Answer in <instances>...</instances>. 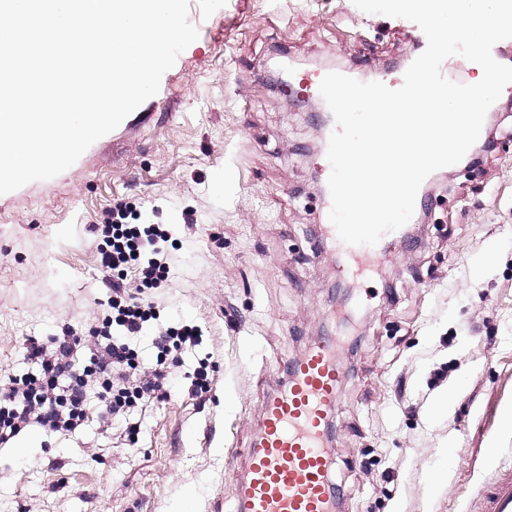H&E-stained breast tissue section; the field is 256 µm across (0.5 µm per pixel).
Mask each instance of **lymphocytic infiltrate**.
Returning a JSON list of instances; mask_svg holds the SVG:
<instances>
[{"label": "lymphocytic infiltrate", "mask_w": 512, "mask_h": 512, "mask_svg": "<svg viewBox=\"0 0 512 512\" xmlns=\"http://www.w3.org/2000/svg\"><path fill=\"white\" fill-rule=\"evenodd\" d=\"M104 231L100 262L112 276V312L100 330L112 338L107 355L90 352L86 339L70 332L44 342L28 339L25 355L36 371L0 386V445L30 426L55 432L78 429L88 417L86 387L92 379L101 387V417L107 422L138 403L167 397L165 372L139 362L129 343L155 319L156 311L153 303L132 292L127 274L135 272L141 287H163L170 270L163 249L169 232L156 224L121 223L105 225Z\"/></svg>", "instance_id": "f902f5d3"}]
</instances>
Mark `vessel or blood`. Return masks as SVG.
Listing matches in <instances>:
<instances>
[{"mask_svg": "<svg viewBox=\"0 0 512 512\" xmlns=\"http://www.w3.org/2000/svg\"><path fill=\"white\" fill-rule=\"evenodd\" d=\"M325 235L360 270L379 259L404 230L385 234L374 246L340 241L333 225ZM335 337L323 336L286 360L283 384L265 396L258 431L245 455L247 465L233 512H333L334 454L328 430L343 377ZM481 512H512V466L500 467Z\"/></svg>", "mask_w": 512, "mask_h": 512, "instance_id": "1", "label": "vessel or blood"}]
</instances>
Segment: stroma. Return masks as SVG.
<instances>
[{"label":"stroma","instance_id":"stroma-1","mask_svg":"<svg viewBox=\"0 0 512 512\" xmlns=\"http://www.w3.org/2000/svg\"><path fill=\"white\" fill-rule=\"evenodd\" d=\"M189 18L199 36L155 96L60 175L0 195V383L34 373L27 339L109 314L99 249L117 210L168 225L169 279L145 298L201 342L166 357L169 396L130 411L135 439L103 423L93 382L76 431L33 426L0 446V512H232L228 469L284 359L355 294L331 430L337 512H478L512 448V97L486 114L479 163L431 176L414 242L339 295L316 237L318 102L290 94L278 63L368 78L412 52L413 22L352 0H190Z\"/></svg>","mask_w":512,"mask_h":512}]
</instances>
